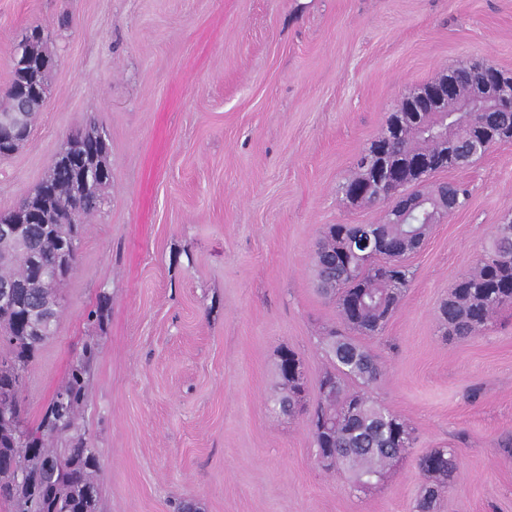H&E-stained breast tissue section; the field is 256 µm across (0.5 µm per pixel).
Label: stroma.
I'll return each mask as SVG.
<instances>
[{"mask_svg":"<svg viewBox=\"0 0 512 512\" xmlns=\"http://www.w3.org/2000/svg\"><path fill=\"white\" fill-rule=\"evenodd\" d=\"M36 26L50 96L0 157V214L79 130L107 133L112 181L18 398L37 425L94 346L76 431L96 451L103 512H414L419 460L442 446L458 469L436 512H512V306L464 339L438 319L512 211V141L433 176L469 202L432 226L397 309L362 339L382 370L370 396L415 437L383 482L352 491L318 464L305 415L272 409L281 349L300 357L308 403L330 367L323 228L384 220L340 185L441 66L512 73V0H0V103L8 48Z\"/></svg>","mask_w":512,"mask_h":512,"instance_id":"obj_1","label":"stroma"}]
</instances>
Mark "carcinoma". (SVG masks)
I'll return each mask as SVG.
<instances>
[{"instance_id": "cac0c4a2", "label": "carcinoma", "mask_w": 512, "mask_h": 512, "mask_svg": "<svg viewBox=\"0 0 512 512\" xmlns=\"http://www.w3.org/2000/svg\"><path fill=\"white\" fill-rule=\"evenodd\" d=\"M28 67L13 60L10 85L6 94L26 83ZM494 121L501 134L512 131V115L496 112H469L467 121L486 124ZM68 152L89 163L99 152V144L87 133L66 138ZM54 182L38 186L33 199L41 212L36 224L23 226V244L0 243V285L17 287L13 304L0 303V336L6 345L0 357V410L9 420L0 422V497L13 512H25L27 506L37 512H99V489L95 483L96 456L82 439H70L59 450L45 444L48 433L64 434L71 430L76 412L86 399L87 375L94 348L85 347L81 359L66 383L57 391L40 425H28L17 399L22 373L40 346L51 336L59 314L58 287L66 277L46 282L37 276L34 260L44 265L55 263L58 253L68 252L75 263L79 249L69 250L82 236L78 222L86 221L100 206V189L112 179L87 185L78 184L80 169L53 164ZM335 240L319 241L321 266L317 267V291L324 298L339 303L357 295L365 286V299L354 307L338 310L348 329L365 336L381 333L377 322L396 309L390 295L388 265L403 253V233L413 229L421 234L429 225L420 219L413 224H334ZM367 233L385 241L387 258L365 255L360 246ZM336 287H328L331 275ZM512 305V223L496 226L488 254L478 258L472 269L460 277L439 308V317L450 336L467 337L479 332L497 310ZM326 355L333 363L324 372L336 380L334 396L326 400L327 427L311 432L313 447L336 450V468L351 475L352 483L367 491L377 485L404 452L398 447L397 428L409 429L406 422L379 405L368 389L381 375L375 357L354 337L332 331L324 342ZM281 397L288 398V412H294L308 392L307 385L288 380L280 383ZM429 460L433 474H426V484L417 500L416 512H434L437 499L448 487V480L458 468L452 448H434Z\"/></svg>"}]
</instances>
